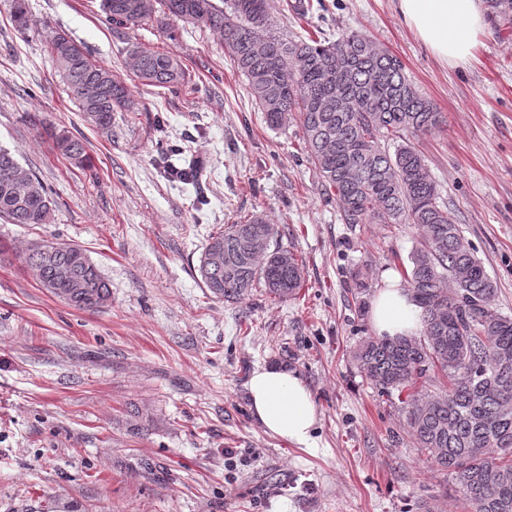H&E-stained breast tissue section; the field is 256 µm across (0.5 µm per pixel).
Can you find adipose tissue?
<instances>
[{
  "label": "adipose tissue",
  "mask_w": 512,
  "mask_h": 512,
  "mask_svg": "<svg viewBox=\"0 0 512 512\" xmlns=\"http://www.w3.org/2000/svg\"><path fill=\"white\" fill-rule=\"evenodd\" d=\"M408 28L441 62L468 65L485 30L481 0H397ZM377 336H408L421 328V310L397 280L376 295L370 311ZM251 408L265 430L300 447H311L317 407L297 372L260 366L248 382Z\"/></svg>",
  "instance_id": "ef3b65f1"
}]
</instances>
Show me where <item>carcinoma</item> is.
I'll list each match as a JSON object with an SVG mask.
<instances>
[{
    "label": "carcinoma",
    "mask_w": 512,
    "mask_h": 512,
    "mask_svg": "<svg viewBox=\"0 0 512 512\" xmlns=\"http://www.w3.org/2000/svg\"><path fill=\"white\" fill-rule=\"evenodd\" d=\"M512 24V0H489ZM15 30L34 24L29 0H11ZM272 0H101L106 20L138 25L157 12L213 32L248 81L273 129L299 122L309 158L347 224L421 227L406 272L422 310L421 336H369L352 352L364 376L386 396L403 394L406 422L418 448L451 475L465 512H512V318L494 308L497 288L439 202L437 184L410 138L437 129L441 116L404 73L402 62L367 35L352 31L336 41L317 34L294 39L274 27ZM48 53L85 119L112 136L117 112L134 111L126 82L64 34ZM129 69L145 85L177 91L185 81L180 59L138 46ZM54 149L71 165L93 168L85 143L52 134ZM397 144L394 154L387 145ZM19 166L0 147V219L10 224L50 223L56 201L32 176L15 195L4 191L7 171ZM167 177L191 183L194 167L165 161ZM279 231L261 215L227 224L210 235L203 252L218 249L223 267L200 264L201 283L219 299L240 302L261 288L288 300L303 285V264L278 243ZM32 244L22 263L47 292L77 310L107 306L111 289L87 253ZM79 276L78 297L48 287ZM433 389H428V385Z\"/></svg>",
    "instance_id": "cac0c4a2"
}]
</instances>
